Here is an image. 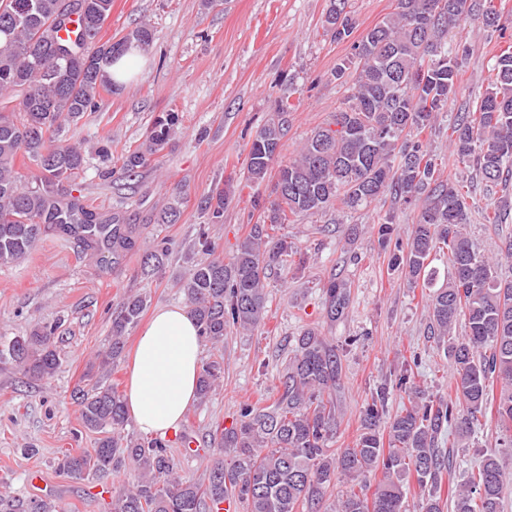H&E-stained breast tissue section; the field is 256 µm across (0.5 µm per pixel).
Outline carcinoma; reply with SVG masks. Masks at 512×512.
<instances>
[{
	"label": "carcinoma",
	"mask_w": 512,
	"mask_h": 512,
	"mask_svg": "<svg viewBox=\"0 0 512 512\" xmlns=\"http://www.w3.org/2000/svg\"><path fill=\"white\" fill-rule=\"evenodd\" d=\"M63 0H0V98L16 104L0 109V266L18 263L47 234L79 241L86 251L117 261L136 248L138 236L116 215L97 212L65 185L84 169L82 152L60 144L55 135L96 109L101 94L112 93V62L132 44L148 46L149 25L116 40L99 34L112 12V0H79L61 19ZM346 0H331L326 19L335 40L351 36L354 22ZM477 17L506 31L490 0H397L395 12L353 43L352 58L336 68L344 77L358 64L355 92L331 125L314 131L296 158L279 165L277 197L265 207L229 260L220 256L194 264L181 288L200 328L214 347L224 344L229 325L255 327L267 312L266 273L288 254V241L270 234L290 218L323 212L340 203L348 209L391 197L418 210L405 240H396L395 260L410 281L432 283L429 259L448 250L453 275L431 295L433 334L453 360L448 401H417L420 390L403 374L397 387L409 407L393 416L386 406L391 386L375 389L362 416V431L350 448L330 447L336 435V385L341 360L336 348L313 330L297 339L270 407L247 403L235 424L218 428L207 480L176 475L169 445L161 440H123L128 421L124 396L109 381L123 357L129 330L146 299L132 296L112 313L108 347L84 373L88 388L75 395L82 426L99 435L96 447L67 453L59 471L75 480L99 479L132 466L138 478L117 492L112 512H224L232 497L245 512H301L322 499L336 478L346 489L330 512H407L410 484L425 492L421 512H444L439 494L449 459L437 448L446 426L470 438L487 405L498 414V447L485 452L480 466L455 489L453 512H501L504 472L501 455L512 453V280L499 264L476 251L464 229L468 221L462 188L440 179L427 146L411 132L433 126L456 95L464 56L450 45L456 23ZM479 106L450 127L448 140L458 163L481 179L497 182L512 164V52L493 66ZM292 93L275 99L273 116L256 132L248 150L247 180L259 183L280 154L284 125L295 104ZM177 119H157L149 144L127 152L121 169L132 175L170 139ZM35 165L27 181L15 170L18 158ZM227 191L212 190L202 201L208 223L224 218ZM327 313L336 320L349 302L347 284L326 287ZM464 335L454 336L457 324ZM56 328L42 326L16 336L7 358L32 379L55 375L60 357ZM224 378V359L202 364L198 399L207 400ZM230 454V461L224 454ZM382 473L374 491L369 478ZM0 512H63L52 501L0 500Z\"/></svg>",
	"instance_id": "carcinoma-1"
}]
</instances>
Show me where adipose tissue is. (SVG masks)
Wrapping results in <instances>:
<instances>
[{
	"label": "adipose tissue",
	"instance_id": "ef3b65f1",
	"mask_svg": "<svg viewBox=\"0 0 512 512\" xmlns=\"http://www.w3.org/2000/svg\"><path fill=\"white\" fill-rule=\"evenodd\" d=\"M202 341L187 307L165 306L139 333L125 394L139 430L165 435L178 428L197 398Z\"/></svg>",
	"mask_w": 512,
	"mask_h": 512
}]
</instances>
